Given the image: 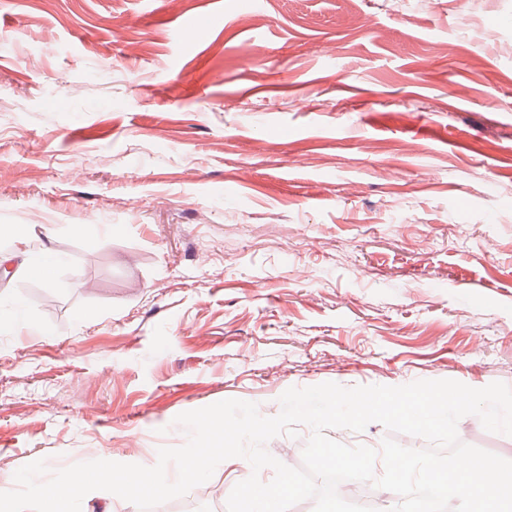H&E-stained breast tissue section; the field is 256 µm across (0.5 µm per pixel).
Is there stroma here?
I'll use <instances>...</instances> for the list:
<instances>
[{
    "label": "stroma",
    "mask_w": 512,
    "mask_h": 512,
    "mask_svg": "<svg viewBox=\"0 0 512 512\" xmlns=\"http://www.w3.org/2000/svg\"><path fill=\"white\" fill-rule=\"evenodd\" d=\"M0 224L59 258L0 284L58 303L0 325V491L225 399L512 387V0H0Z\"/></svg>",
    "instance_id": "stroma-1"
}]
</instances>
